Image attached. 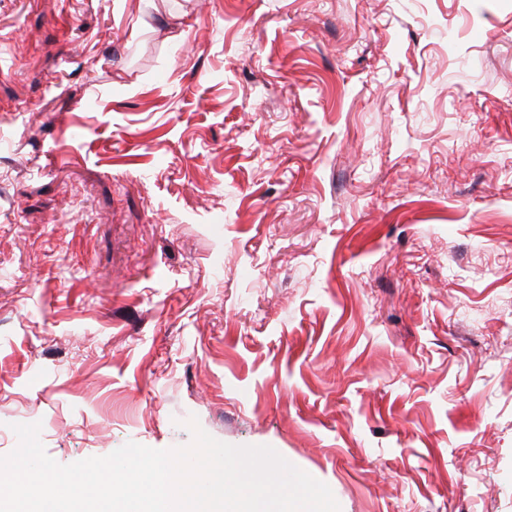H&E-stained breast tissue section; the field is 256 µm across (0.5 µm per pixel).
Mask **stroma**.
I'll return each mask as SVG.
<instances>
[{"label": "stroma", "instance_id": "obj_1", "mask_svg": "<svg viewBox=\"0 0 512 512\" xmlns=\"http://www.w3.org/2000/svg\"><path fill=\"white\" fill-rule=\"evenodd\" d=\"M192 416L512 512V0H0V456Z\"/></svg>", "mask_w": 512, "mask_h": 512}]
</instances>
